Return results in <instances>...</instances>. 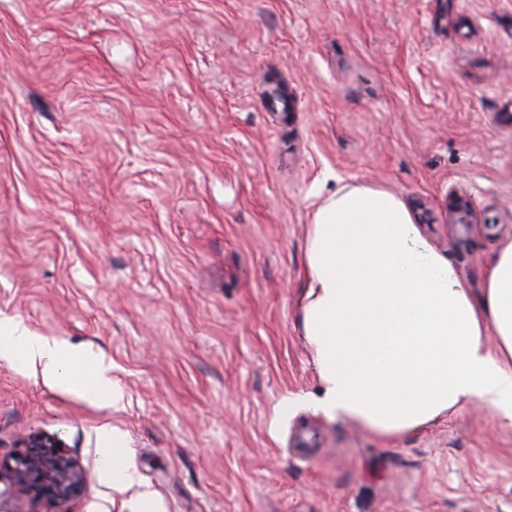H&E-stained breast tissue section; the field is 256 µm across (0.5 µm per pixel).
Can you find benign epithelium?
I'll return each instance as SVG.
<instances>
[{"mask_svg":"<svg viewBox=\"0 0 512 512\" xmlns=\"http://www.w3.org/2000/svg\"><path fill=\"white\" fill-rule=\"evenodd\" d=\"M88 485L87 472L56 436H23L17 449L0 458V498L21 496L33 506L47 500L57 512H71L73 501Z\"/></svg>","mask_w":512,"mask_h":512,"instance_id":"benign-epithelium-1","label":"benign epithelium"}]
</instances>
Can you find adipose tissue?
I'll use <instances>...</instances> for the list:
<instances>
[{"mask_svg":"<svg viewBox=\"0 0 512 512\" xmlns=\"http://www.w3.org/2000/svg\"><path fill=\"white\" fill-rule=\"evenodd\" d=\"M307 239L300 327L319 378L316 411L392 437L477 401L512 426V243L473 294L397 195L352 183L316 206ZM0 340L44 385L121 402L103 359L9 320L0 319ZM103 464L128 512H161L121 434Z\"/></svg>","mask_w":512,"mask_h":512,"instance_id":"ef3b65f1","label":"adipose tissue"}]
</instances>
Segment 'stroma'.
Masks as SVG:
<instances>
[{
	"label": "stroma",
	"instance_id": "1",
	"mask_svg": "<svg viewBox=\"0 0 512 512\" xmlns=\"http://www.w3.org/2000/svg\"><path fill=\"white\" fill-rule=\"evenodd\" d=\"M343 183L480 291L512 242V0H0V318L123 395L0 358V454L60 437L74 512H120L116 431L164 512H512L479 402L388 438L309 405L307 226ZM0 335L13 360L36 378L40 377L44 385L82 396L95 395L109 405L121 402L122 393L113 386L110 367L105 365L103 357L93 359L65 342L35 336L9 320L0 319ZM76 362H84L92 369L90 385L77 375Z\"/></svg>",
	"mask_w": 512,
	"mask_h": 512
}]
</instances>
